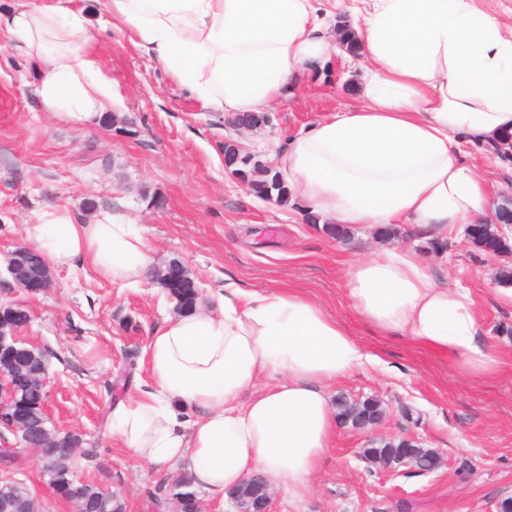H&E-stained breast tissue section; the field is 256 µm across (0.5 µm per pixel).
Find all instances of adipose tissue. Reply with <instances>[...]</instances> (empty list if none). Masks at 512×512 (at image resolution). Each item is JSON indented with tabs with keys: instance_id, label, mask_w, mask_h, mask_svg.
Segmentation results:
<instances>
[{
	"instance_id": "adipose-tissue-1",
	"label": "adipose tissue",
	"mask_w": 512,
	"mask_h": 512,
	"mask_svg": "<svg viewBox=\"0 0 512 512\" xmlns=\"http://www.w3.org/2000/svg\"><path fill=\"white\" fill-rule=\"evenodd\" d=\"M73 2L23 0L0 12V32L35 62L41 111L76 128L113 108L94 51L108 30L128 34L203 108L235 115L265 112L334 51L315 0H106L96 24ZM354 30L367 64L360 103L279 147L292 199L334 224H408L432 240L477 223L490 189L460 144L512 132V35L470 0H369ZM24 235L55 267L85 264L129 288L148 278L143 227L111 209L85 222L46 210ZM345 292L378 333L408 335L466 374L494 372L468 294L435 281L415 252L357 261ZM210 300L155 329L147 378L112 410V433L136 461L181 466L213 496L257 475L303 499L338 429L330 386L364 353L297 291L229 283Z\"/></svg>"
}]
</instances>
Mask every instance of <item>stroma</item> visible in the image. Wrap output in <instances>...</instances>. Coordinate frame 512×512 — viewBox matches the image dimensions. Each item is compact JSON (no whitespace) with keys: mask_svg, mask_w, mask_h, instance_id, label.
<instances>
[{"mask_svg":"<svg viewBox=\"0 0 512 512\" xmlns=\"http://www.w3.org/2000/svg\"><path fill=\"white\" fill-rule=\"evenodd\" d=\"M96 51L125 127L78 130L40 111L33 64L0 34V256L24 245L22 228L39 211L63 206L86 219L92 201L142 224L154 266L180 260L200 288L228 279L248 289L297 290L378 358L336 380L332 397L377 398L386 416L370 433L339 427L305 498L275 493L271 512H497L512 497V306L499 299L501 260L478 251L462 224L443 251L407 225L388 238L358 225L337 240L298 208L256 197L224 169L225 139H240L267 164L304 125L357 105L361 59L337 48L331 64L274 104L269 124L241 136L230 113L203 109L128 37L106 35ZM470 153L492 186L486 216L494 218L512 194V169L485 148ZM397 246L415 251L437 281L468 289L483 342L499 362L493 375L465 376L447 355L405 335H380L353 310L344 289L350 266ZM0 300L28 306L32 321L21 337L50 355L52 426L98 450L93 461L74 459L76 475L117 493L128 512H152L160 478L115 444L109 414L146 377L143 349L172 310L164 290L151 280L122 288L75 267L52 269L48 291L30 296L1 267ZM122 375L123 391L109 393ZM403 436L438 450L444 466L388 472L364 459L363 449ZM15 454L0 478L24 482L42 512H71L41 457L30 448Z\"/></svg>","mask_w":512,"mask_h":512,"instance_id":"35a3bbf8","label":"stroma"}]
</instances>
